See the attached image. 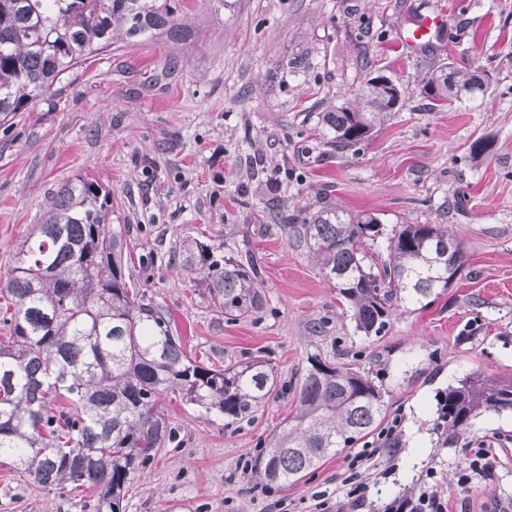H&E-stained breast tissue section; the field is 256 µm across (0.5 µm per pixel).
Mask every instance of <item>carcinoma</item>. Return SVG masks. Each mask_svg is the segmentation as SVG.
I'll return each mask as SVG.
<instances>
[{"label":"carcinoma","mask_w":512,"mask_h":512,"mask_svg":"<svg viewBox=\"0 0 512 512\" xmlns=\"http://www.w3.org/2000/svg\"><path fill=\"white\" fill-rule=\"evenodd\" d=\"M184 0H0V116L21 111L61 76L118 41H186ZM480 66L429 71L431 105L485 96ZM324 113L326 144L357 151L396 112L377 78L340 92ZM291 237L325 271L351 311L354 331L377 335L407 304L446 290L464 269L461 243L446 224H394L371 213L327 205L286 216ZM111 192L83 176L64 185L35 225L37 239L16 253L0 296L8 300L0 340V454L45 490L85 488L94 512H120L134 475L158 456L173 431L161 396L205 412L250 419L277 389L274 367L249 358L225 366L188 354L125 276L123 236L110 227ZM199 240L179 244V266L224 317L264 306L251 263ZM297 405L264 442L248 484L270 489L299 481L328 456L353 447L378 426L383 388L372 368L307 356ZM512 413V378L473 373L448 387L434 430L452 439L487 413Z\"/></svg>","instance_id":"obj_1"}]
</instances>
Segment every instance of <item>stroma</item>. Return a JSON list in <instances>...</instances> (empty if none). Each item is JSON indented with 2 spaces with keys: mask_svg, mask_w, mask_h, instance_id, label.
I'll list each match as a JSON object with an SVG mask.
<instances>
[{
  "mask_svg": "<svg viewBox=\"0 0 512 512\" xmlns=\"http://www.w3.org/2000/svg\"><path fill=\"white\" fill-rule=\"evenodd\" d=\"M425 9L450 32L417 50L400 35ZM184 20L189 41L113 47L0 121V279L61 186L95 178L112 193L127 274L184 349L218 365L261 356L277 372L279 394L249 420L164 399L173 438L136 474L124 512H316L322 500L376 512L427 485L445 512H512V415H482L447 443L432 431L448 386L476 371L512 378V0H190ZM450 62L488 71L486 104L430 108L422 78ZM379 73L403 90L394 117L357 152L326 146L338 91ZM479 138L489 148L470 156ZM329 204L389 226L447 225L466 265L430 304L355 333L335 284L279 221ZM186 239L227 256L249 244L263 309L225 319L174 259ZM311 353L388 364L381 425L354 446L370 456L359 503L342 454L288 487H248ZM481 442L490 469L459 483ZM90 501L28 484L0 458V512H92Z\"/></svg>",
  "mask_w": 512,
  "mask_h": 512,
  "instance_id": "obj_1",
  "label": "stroma"
}]
</instances>
